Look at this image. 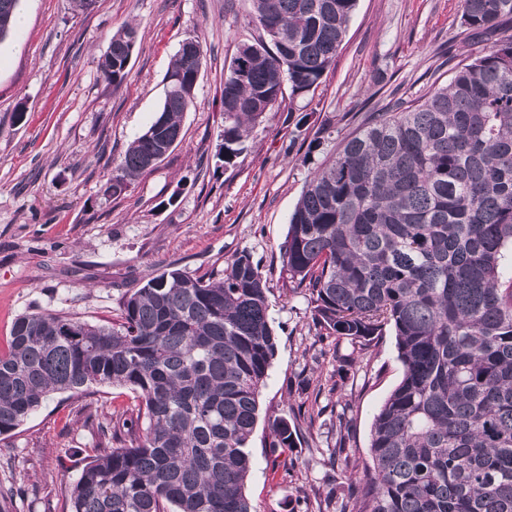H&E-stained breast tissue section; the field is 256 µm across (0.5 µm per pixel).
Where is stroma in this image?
I'll use <instances>...</instances> for the list:
<instances>
[{
  "mask_svg": "<svg viewBox=\"0 0 512 512\" xmlns=\"http://www.w3.org/2000/svg\"><path fill=\"white\" fill-rule=\"evenodd\" d=\"M250 10V0H95L82 13L72 0H21L27 22L0 43V351L22 314L112 324L123 295L156 274L217 272L249 252L270 289L277 352L260 394L247 496L255 512H290L304 493H325L324 512H342L345 462L366 458L373 417L402 366L387 334L361 352L341 391L315 393L318 377L335 375L350 346L317 341L310 291L286 286L280 246L311 172L333 157L361 112L385 106L395 89L409 97L446 84L451 66L436 50L452 45L462 59L474 44L460 25L459 0H358L321 84L268 112L226 168L224 66L250 35ZM129 25L138 41L115 89L99 61L113 33ZM189 37L200 41L205 65L181 141L125 194L105 195L121 154L160 109L164 76ZM291 108L304 116L303 128L287 120ZM316 138L321 147L308 151ZM312 405L323 416L270 467L269 420ZM137 409L124 388L57 393L0 437V490L13 489V512H68L82 455L104 445L99 422Z\"/></svg>",
  "mask_w": 512,
  "mask_h": 512,
  "instance_id": "obj_1",
  "label": "stroma"
}]
</instances>
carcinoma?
Here are the masks:
<instances>
[{"instance_id":"cac0c4a2","label":"carcinoma","mask_w":512,"mask_h":512,"mask_svg":"<svg viewBox=\"0 0 512 512\" xmlns=\"http://www.w3.org/2000/svg\"><path fill=\"white\" fill-rule=\"evenodd\" d=\"M255 34L224 73V167L278 102L304 98L336 59L357 0H250ZM20 0H0V43ZM481 44L450 82L397 112L372 110L306 181L281 246L308 283L313 320L355 353L389 330L402 377L351 465L348 512H512V0H459ZM135 28L99 68L126 80ZM203 63L176 52L163 105L126 147L107 193L154 167L194 99ZM268 288L243 251L224 276L166 270L126 295L117 326L29 313L0 353V436L52 393L98 386L140 399L102 424L71 489V512H255L246 487L259 396L276 354ZM324 410L269 423L268 462Z\"/></svg>"}]
</instances>
